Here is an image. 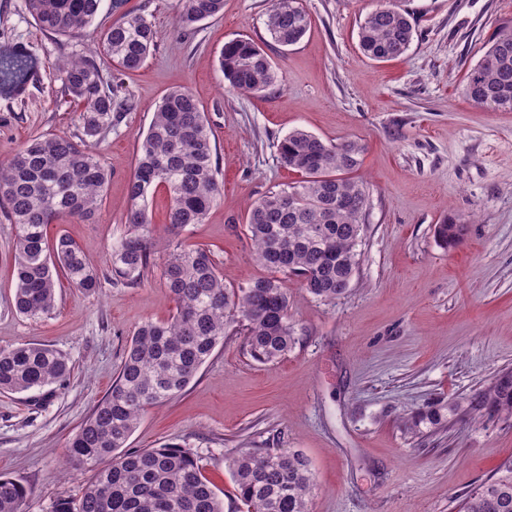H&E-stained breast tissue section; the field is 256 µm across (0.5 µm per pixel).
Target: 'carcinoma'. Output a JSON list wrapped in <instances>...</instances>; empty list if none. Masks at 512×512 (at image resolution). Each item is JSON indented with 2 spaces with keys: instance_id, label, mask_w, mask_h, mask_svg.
I'll return each mask as SVG.
<instances>
[{
  "instance_id": "cac0c4a2",
  "label": "carcinoma",
  "mask_w": 512,
  "mask_h": 512,
  "mask_svg": "<svg viewBox=\"0 0 512 512\" xmlns=\"http://www.w3.org/2000/svg\"><path fill=\"white\" fill-rule=\"evenodd\" d=\"M101 0H28L39 28L75 37L93 22ZM224 12V0H177L181 33ZM310 25L301 0H273L266 19L272 41L297 44ZM414 26L403 11L381 6L358 28L361 50L375 61L405 54ZM156 46L147 14L122 13L92 56L58 67L64 93L80 106L79 135L39 134L27 139L0 165V206L14 224L12 278L14 308L27 319L56 309L54 273L61 270L84 295L101 289L98 272L82 247L61 235L47 242L45 227L64 218L90 221L101 207L111 176L102 143L112 129L114 98L103 77L106 61L122 74L140 70ZM219 66L237 91L257 95L276 82L267 53L250 39L224 44ZM465 97L486 110H512V27L488 42L472 67ZM356 141L330 142L296 129L276 144L280 165L299 179L259 199L247 216L257 260L266 268L302 279L313 297L332 302L346 293L360 261L368 203L366 187L345 174L361 163ZM164 190L170 200L168 224L180 232L202 224L223 196L217 148L205 113L185 87L169 89L142 136L127 185L130 207L123 230L112 244L106 279L138 288L162 259V281L176 312L149 320L134 332L112 386L70 439L67 460L92 468L109 458L75 501L61 499L54 512H224V501L202 474L199 457L178 443L127 449L145 413L181 395L231 329L245 336L247 355L256 363L281 361L296 344L288 315V294L279 278L261 277L238 288L224 285L214 253L178 240L161 241L150 229L148 204ZM465 227L454 219L435 225L438 241L458 247ZM69 359L48 345L19 343L0 348V392L22 393L63 384ZM480 415L512 418V369L476 388L465 404L450 402L418 411L404 429L437 426L461 408ZM230 464L236 494L246 512H311L315 478L303 454L287 448H241ZM30 488L0 474V512H26ZM460 512H512V458L463 499Z\"/></svg>"
}]
</instances>
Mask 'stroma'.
I'll return each mask as SVG.
<instances>
[{
    "label": "stroma",
    "instance_id": "obj_1",
    "mask_svg": "<svg viewBox=\"0 0 512 512\" xmlns=\"http://www.w3.org/2000/svg\"><path fill=\"white\" fill-rule=\"evenodd\" d=\"M382 0H303L310 27L291 47L272 44L271 0H224L221 16L186 35L176 0H126L146 10L157 49L138 72L104 76L121 108L103 147L112 170L92 222L47 225L67 235L103 270L129 207L127 183L162 95L190 89L214 135L224 199L204 223L180 231L213 250L226 285L266 276L246 217L267 192L296 181L275 144L306 130L364 145L356 178L369 190L359 270L332 302L313 298L297 277L283 279L299 329L279 363L260 365L244 337L224 339L177 399L149 410L130 447L174 441L194 449L224 512H245L228 461L237 450L291 448L316 478L312 512H457L460 496L512 457V420L459 417L413 435L403 416L432 402L467 397L512 369V111H486L463 89L512 0H393L415 33L397 60L377 62L358 27ZM118 18L101 0L92 25L75 38L41 32L26 0H0V54L23 46L36 71L23 94L0 85V163L30 136L80 132L79 108L58 77L61 60L90 55ZM249 38L273 61L278 79L262 95L233 90L218 67L225 42ZM466 226L462 244L440 247L434 226L448 216ZM14 227L0 212V348L52 346L73 371L66 385L0 394V473L32 491L27 512H53L79 497L95 471L65 462L69 440L112 384L125 346L144 321L175 309L151 268L144 284L103 282L92 296L66 278L57 309L31 321L15 313L10 264Z\"/></svg>",
    "mask_w": 512,
    "mask_h": 512
}]
</instances>
